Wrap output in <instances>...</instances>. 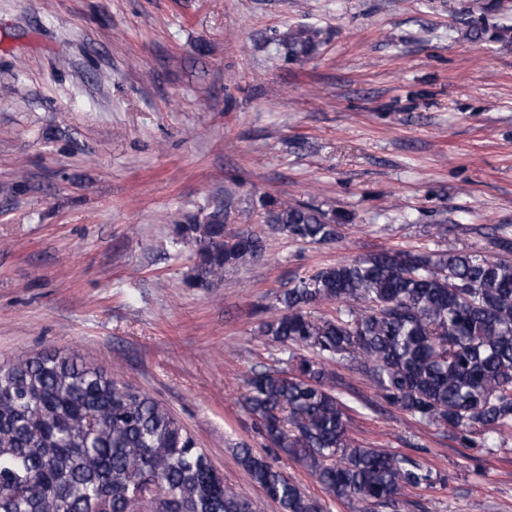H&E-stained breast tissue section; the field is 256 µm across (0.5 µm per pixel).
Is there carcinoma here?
I'll list each match as a JSON object with an SVG mask.
<instances>
[{"instance_id":"1","label":"carcinoma","mask_w":512,"mask_h":512,"mask_svg":"<svg viewBox=\"0 0 512 512\" xmlns=\"http://www.w3.org/2000/svg\"><path fill=\"white\" fill-rule=\"evenodd\" d=\"M471 39L512 43V25L463 19ZM320 32H288V58L313 55ZM267 228L229 236L217 205L176 241L196 256L193 282L216 286L224 271L266 252L269 233L336 241L344 217L265 196ZM443 252L383 249L298 278L257 335L288 353L247 382L244 407L266 441L296 459L353 512L396 508L415 488L443 481L418 459L352 434V414L386 404L419 425L442 426L491 455L512 436V239ZM336 304L315 318L309 308ZM367 378L368 397L327 369ZM240 464L281 512H324L267 457ZM0 512H255L180 422L159 402L74 355L39 353L0 364Z\"/></svg>"}]
</instances>
